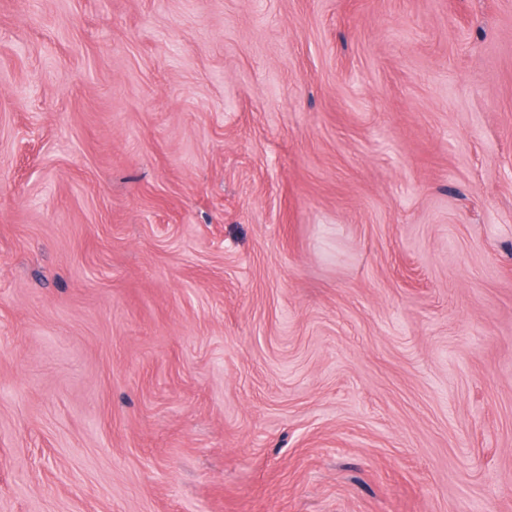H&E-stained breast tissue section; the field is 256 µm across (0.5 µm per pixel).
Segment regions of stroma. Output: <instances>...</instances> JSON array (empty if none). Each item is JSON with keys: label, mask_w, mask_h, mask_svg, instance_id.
Returning <instances> with one entry per match:
<instances>
[{"label": "stroma", "mask_w": 512, "mask_h": 512, "mask_svg": "<svg viewBox=\"0 0 512 512\" xmlns=\"http://www.w3.org/2000/svg\"><path fill=\"white\" fill-rule=\"evenodd\" d=\"M0 512H512V0H0Z\"/></svg>", "instance_id": "35a3bbf8"}]
</instances>
